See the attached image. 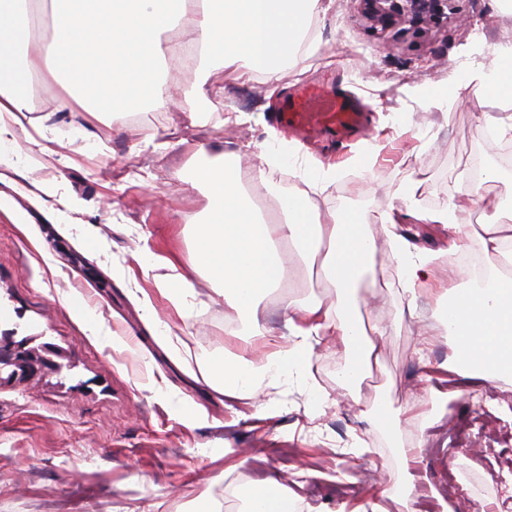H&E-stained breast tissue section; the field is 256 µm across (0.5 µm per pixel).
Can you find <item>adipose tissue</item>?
<instances>
[{"mask_svg":"<svg viewBox=\"0 0 512 512\" xmlns=\"http://www.w3.org/2000/svg\"><path fill=\"white\" fill-rule=\"evenodd\" d=\"M55 34L25 67L0 62V148L9 144L21 116H30L31 145H39L52 127V113L33 115L28 96L18 91L28 76L48 72L57 76L66 92L65 105L106 108L113 112L149 96L150 105L167 109L179 97L205 96L223 90L225 82L251 73L279 84L288 74L287 62L303 45L313 17L326 12V0H53ZM33 0H0V51L27 47L33 40ZM174 30L193 50L202 73L196 88L170 84L159 77L160 65L178 66L183 59L173 44L162 41ZM480 91L492 99L512 100V46L496 56L478 74ZM11 155L0 151V214L21 230L29 228L30 210L44 213L64 229L75 228L79 207L48 185L25 187ZM195 180L210 200L209 215L195 231L196 248L190 267L168 256L151 259L158 293L185 314L196 295L195 275L204 273L216 283L215 293L231 307L247 344L241 354L222 362L206 363V381L233 401L245 402L255 412L258 390L267 380L303 373L315 345L342 346L347 360L340 377L360 383L378 358V346L390 326L375 321L365 326L361 316L359 284L375 264L377 243L362 216L354 211H320L306 192L279 201L277 219H265L240 170L221 160H204ZM421 182L401 187L399 205L380 215L390 257L413 297L419 287L439 285L436 324L422 325L421 340L449 341L451 358L428 367L426 376L441 382L473 378L486 383L512 382V225L494 218L484 224L479 241L496 269L487 283L466 288L443 286L436 256L412 252L409 241L395 228L405 220L438 224L450 237L462 227L456 213L468 211L475 189L456 190L452 211L418 209ZM320 258L333 295L331 302H291L284 314L294 343L266 351L272 330L260 303L271 289L281 287L291 260Z\"/></svg>","mask_w":512,"mask_h":512,"instance_id":"adipose-tissue-1","label":"adipose tissue"}]
</instances>
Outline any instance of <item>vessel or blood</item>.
<instances>
[{"mask_svg": "<svg viewBox=\"0 0 512 512\" xmlns=\"http://www.w3.org/2000/svg\"><path fill=\"white\" fill-rule=\"evenodd\" d=\"M278 118L303 139L321 136L344 140L363 123L362 113L349 100L309 91L287 96Z\"/></svg>", "mask_w": 512, "mask_h": 512, "instance_id": "b4317fda", "label": "vessel or blood"}]
</instances>
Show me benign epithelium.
Segmentation results:
<instances>
[{
	"label": "benign epithelium",
	"mask_w": 512,
	"mask_h": 512,
	"mask_svg": "<svg viewBox=\"0 0 512 512\" xmlns=\"http://www.w3.org/2000/svg\"><path fill=\"white\" fill-rule=\"evenodd\" d=\"M359 2L362 17L371 26L383 30L408 24L413 31L421 34L425 25L442 16L451 23L462 21L451 6L453 0H359ZM0 363L24 369L27 358L14 350L9 343L3 342L0 344Z\"/></svg>",
	"instance_id": "obj_1"
}]
</instances>
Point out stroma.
<instances>
[{"label": "stroma", "instance_id": "stroma-1", "mask_svg": "<svg viewBox=\"0 0 512 512\" xmlns=\"http://www.w3.org/2000/svg\"><path fill=\"white\" fill-rule=\"evenodd\" d=\"M358 0H334L311 23V52H299L289 88L270 91L262 75L226 85L223 93L180 99L168 111L140 109V122L126 113L59 111L41 150L28 152L31 125L17 133L19 169L25 184L56 186L76 198L80 218L105 239L94 249L80 235L60 237L41 214L32 221L43 252L0 216V336L26 355L49 354L52 364L35 370H0V512H194L202 499L223 512H243L248 493L268 477L280 476L301 512H358L372 499L364 468L396 467L399 449L387 429L373 420L384 408L409 417L406 440L423 443L424 457L410 465L417 487L415 512H444L455 503L449 473H458L478 499L489 501L497 484L512 485V383L485 386L462 381L459 394L438 399L424 379L423 361L448 360L452 349L422 345L419 321L434 322L435 294L419 290L421 320L401 317L408 297L391 262L378 215L396 205L395 192L411 180L422 183V210L452 205L451 191L470 182L463 157L471 145L494 151L512 134L486 140L483 114L499 115L498 102L481 97L472 77L487 63L484 44L468 26L484 21L500 40L512 41V18L491 0H455L466 24L439 21L425 37H397L371 28L358 14ZM448 85V120L424 115L414 85ZM301 85L324 87L366 114L350 144L300 141L276 119L277 103ZM241 115L242 128L227 117ZM245 135L254 152L270 151L268 191L302 190L301 175L317 163L336 166V179L313 195L318 207L357 211L377 240L374 269L361 282L365 297L381 308L362 307L365 323L381 320L393 331L379 344V359L358 385L338 374L342 350L317 346L307 376L286 375L264 386L269 409L241 417L224 405L203 375L188 376L156 338L180 337L202 360L239 351L235 313L201 296L187 318L155 296L158 323L147 328L128 291H153L148 260L177 252L193 259L194 226L205 219L208 199L191 178L197 147L231 151ZM184 139L175 151L166 142ZM373 153L368 166L360 156ZM411 243L437 253L447 267L457 256L436 224L400 227ZM318 261L299 262L287 288L265 297L268 322L291 343L281 312L289 301L328 300ZM80 300L102 319L115 343H94L74 321L68 305ZM323 392L313 406L307 380ZM445 488L434 499L431 486Z\"/></svg>", "mask_w": 512, "mask_h": 512}]
</instances>
